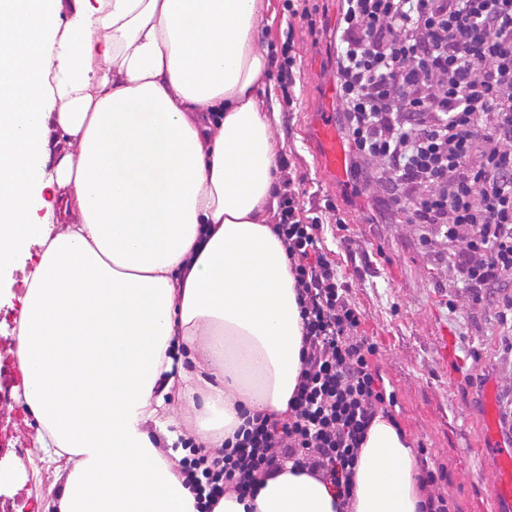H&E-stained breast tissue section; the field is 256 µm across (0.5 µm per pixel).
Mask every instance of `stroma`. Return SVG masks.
I'll use <instances>...</instances> for the list:
<instances>
[{"mask_svg":"<svg viewBox=\"0 0 512 512\" xmlns=\"http://www.w3.org/2000/svg\"><path fill=\"white\" fill-rule=\"evenodd\" d=\"M265 2L260 44L274 54L290 46L296 58L292 91L276 92L279 109L273 136L277 153L297 168L302 215L324 216L329 201L340 207L347 228L325 225L324 244L352 284V298L365 315L366 335L379 346L378 363L397 393L395 416L411 444H424L433 461L449 464L463 512H489L487 459L481 454L488 439L479 379L507 374L499 359L500 330L484 310L465 301L449 306L454 285L448 259L423 248L414 226L380 217L374 208V185L351 177L341 182L318 169L316 115L328 109L343 111L341 104H329L325 97L326 88L334 84L330 60L336 52L335 0L313 32L305 20L289 13L287 0ZM40 259L38 246H31L13 272L0 275V360L14 357L24 278ZM445 328L454 332L466 363L459 376L444 373L435 360V340ZM40 432L39 422L23 405L20 382H13L0 392V463L11 474L0 486V497L12 512H57L61 488L40 446Z\"/></svg>","mask_w":512,"mask_h":512,"instance_id":"obj_1","label":"stroma"}]
</instances>
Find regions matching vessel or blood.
Masks as SVG:
<instances>
[{
  "mask_svg": "<svg viewBox=\"0 0 512 512\" xmlns=\"http://www.w3.org/2000/svg\"><path fill=\"white\" fill-rule=\"evenodd\" d=\"M316 138L320 145L319 164L326 173L339 176L347 167V151L336 129L332 113H320L316 122ZM435 358L439 366L452 369L461 366L462 358L457 353L456 338L445 332L438 336ZM484 421L486 433L492 442L493 465L488 472V483L492 493L490 512H512V438L502 434L503 419L499 406L497 382H487L483 393Z\"/></svg>",
  "mask_w": 512,
  "mask_h": 512,
  "instance_id": "obj_1",
  "label": "vessel or blood"
}]
</instances>
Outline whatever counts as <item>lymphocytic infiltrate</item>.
Instances as JSON below:
<instances>
[{"instance_id": "f902f5d3", "label": "lymphocytic infiltrate", "mask_w": 512, "mask_h": 512, "mask_svg": "<svg viewBox=\"0 0 512 512\" xmlns=\"http://www.w3.org/2000/svg\"><path fill=\"white\" fill-rule=\"evenodd\" d=\"M334 41L353 175L418 226L423 247H446L468 303L512 330V0H340ZM277 175L266 222L302 321L297 384L287 416L246 415L217 453L183 460L197 512L250 496L288 464L351 512L366 434L397 405L351 286L324 250L322 218L300 217L289 161ZM418 454L419 512H459L448 466Z\"/></svg>"}]
</instances>
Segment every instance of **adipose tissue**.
<instances>
[{
	"mask_svg": "<svg viewBox=\"0 0 512 512\" xmlns=\"http://www.w3.org/2000/svg\"><path fill=\"white\" fill-rule=\"evenodd\" d=\"M58 6L0 0V270L41 249L16 329L24 404L63 463L58 512H196L149 435L178 439L167 395L200 400L194 437L218 448L240 408L286 414L300 367L294 280L265 222V3L75 0L57 38L40 17ZM416 469L376 418L353 512H417ZM213 512L340 510L287 467Z\"/></svg>",
	"mask_w": 512,
	"mask_h": 512,
	"instance_id": "adipose-tissue-1",
	"label": "adipose tissue"
}]
</instances>
